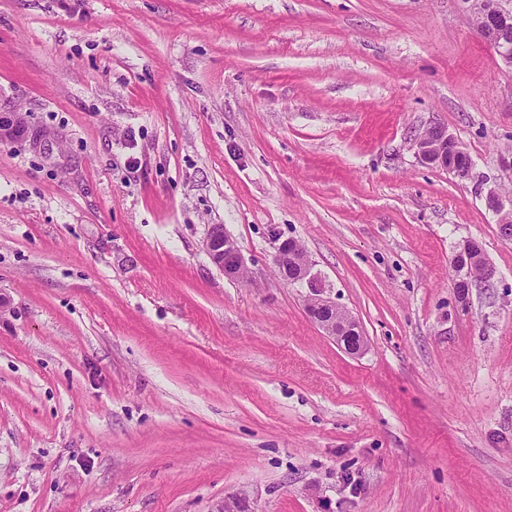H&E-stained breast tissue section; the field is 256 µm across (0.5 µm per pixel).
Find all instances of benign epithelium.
<instances>
[{
	"label": "benign epithelium",
	"instance_id": "benign-epithelium-1",
	"mask_svg": "<svg viewBox=\"0 0 512 512\" xmlns=\"http://www.w3.org/2000/svg\"><path fill=\"white\" fill-rule=\"evenodd\" d=\"M475 29L480 37L493 49L502 63L512 69V10L498 2L470 0ZM411 149L424 164L448 170L455 178L465 181L472 176V166L466 161L448 166V154L467 155L465 148L450 134L448 129L433 124L416 134ZM487 207L499 215L497 232L501 239L512 240V199L504 201L495 190L486 194ZM204 250L211 263L229 278H238L246 270L244 258L236 242L224 232V225L212 224L204 239ZM274 263L280 274L291 282H306L310 291L307 313L327 335L350 355H359L366 349L360 326L347 312L339 309L311 274L306 255L290 240L283 241L275 254Z\"/></svg>",
	"mask_w": 512,
	"mask_h": 512
}]
</instances>
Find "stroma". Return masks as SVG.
Listing matches in <instances>:
<instances>
[{"label":"stroma","instance_id":"1","mask_svg":"<svg viewBox=\"0 0 512 512\" xmlns=\"http://www.w3.org/2000/svg\"><path fill=\"white\" fill-rule=\"evenodd\" d=\"M0 116V512H512V69L469 0H0ZM411 149L422 163L446 169L461 181L468 180L472 176L469 160L448 167V151L459 156H465L468 153L452 135L448 134V129L443 125L433 124L416 134L412 139ZM487 207L499 215L497 232L501 239L512 240V199H509V208L506 209L503 197L495 190H489L486 194ZM204 250L211 263L229 278H239L246 270L236 242L224 232L223 225L212 224L204 239ZM274 263L280 274L291 282H306L310 291L307 313L328 336L350 355L362 354L366 342L360 326L346 311L339 309L329 297L324 296V289L311 274L309 260L291 240H284L278 247Z\"/></svg>","mask_w":512,"mask_h":512}]
</instances>
